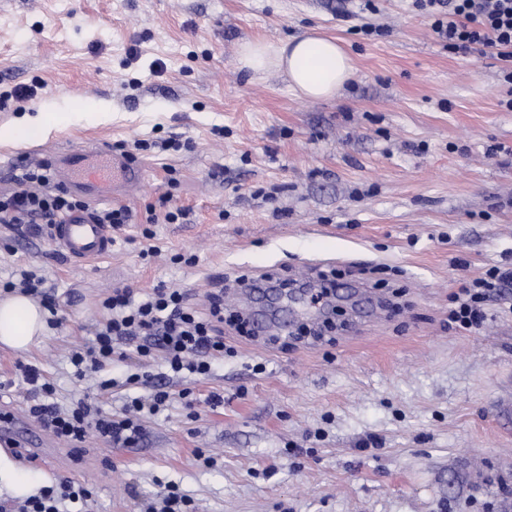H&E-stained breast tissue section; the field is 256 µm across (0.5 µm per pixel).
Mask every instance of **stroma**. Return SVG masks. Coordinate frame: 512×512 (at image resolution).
Returning a JSON list of instances; mask_svg holds the SVG:
<instances>
[{
    "mask_svg": "<svg viewBox=\"0 0 512 512\" xmlns=\"http://www.w3.org/2000/svg\"><path fill=\"white\" fill-rule=\"evenodd\" d=\"M375 5L345 19L337 0H0V87L33 92L0 110V127L77 116L0 141V195L89 141L145 173L127 202L136 221L106 256L74 262L46 234L0 223V284L27 269L72 295L32 350L0 347V382L21 360L54 381L59 403L84 394L66 356L92 341L117 287L181 288L200 310L220 288L229 313L250 306L238 273L296 282L333 268L337 287L376 297L372 310L340 302L343 329L319 339L225 328L223 359L204 377H168L173 399L143 416L137 447L93 437L77 454L59 441L55 470L25 469L92 488V512H146L173 483L195 512H512V314L471 331L448 321L463 280L512 268V111L501 105L512 87L493 53L449 54L411 0ZM312 31L338 38L356 69L334 99L239 65L245 41ZM493 145L501 153L488 155ZM166 192L186 217L144 228ZM134 370L126 360L101 373L118 383L114 417L149 393L125 386ZM69 119V114L54 113V115L51 116L40 114L34 121L18 123L8 128H1L0 139L1 141H19L25 137V133L31 130V128L47 132L59 125L66 124Z\"/></svg>",
    "mask_w": 512,
    "mask_h": 512,
    "instance_id": "35a3bbf8",
    "label": "stroma"
}]
</instances>
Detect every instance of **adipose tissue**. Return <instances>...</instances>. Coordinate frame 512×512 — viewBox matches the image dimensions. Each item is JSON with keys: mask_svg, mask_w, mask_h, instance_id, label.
<instances>
[{"mask_svg": "<svg viewBox=\"0 0 512 512\" xmlns=\"http://www.w3.org/2000/svg\"><path fill=\"white\" fill-rule=\"evenodd\" d=\"M242 68L254 75L280 72L300 97L329 99L352 78V60L332 37L303 35L286 41L256 39L238 50ZM46 329L45 312L31 297L16 292L0 298V345L17 352L34 347Z\"/></svg>", "mask_w": 512, "mask_h": 512, "instance_id": "obj_1", "label": "adipose tissue"}]
</instances>
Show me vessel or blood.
I'll return each instance as SVG.
<instances>
[{
	"label": "vessel or blood",
	"instance_id": "b4317fda",
	"mask_svg": "<svg viewBox=\"0 0 512 512\" xmlns=\"http://www.w3.org/2000/svg\"><path fill=\"white\" fill-rule=\"evenodd\" d=\"M47 164L54 172L58 187L93 201L127 198L145 178L143 168L131 157L93 143L53 153ZM49 238L53 246L76 262L103 256L112 250L110 231L106 225L96 223L88 211L52 225ZM0 441H11L30 450L40 445L42 437L30 430L20 431L18 424L10 422L0 425Z\"/></svg>",
	"mask_w": 512,
	"mask_h": 512
}]
</instances>
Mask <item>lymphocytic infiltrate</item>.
<instances>
[{"instance_id":"obj_1","label":"lymphocytic infiltrate","mask_w":512,"mask_h":512,"mask_svg":"<svg viewBox=\"0 0 512 512\" xmlns=\"http://www.w3.org/2000/svg\"><path fill=\"white\" fill-rule=\"evenodd\" d=\"M416 9L432 19L431 28L449 53H471L490 49L504 64L503 78L512 84V0H413ZM84 203L71 193L51 186L46 168L29 170L22 189L0 196L1 224H38L42 229L62 223ZM512 289V268L493 265L479 277L466 281L453 295L450 323L471 330L487 319V305ZM107 318L99 323L91 344L72 349L69 361L77 379L101 372L116 361L135 357L137 372L127 381L150 387L149 397L131 398L128 416L116 420L104 409L103 396L111 380H101L94 393L84 394L61 406L56 387L42 370L17 362V375L27 387L29 412L55 439L81 450L89 436L110 445L130 448L144 436L143 413H156L171 400L165 382L153 374L156 360H163L173 374H209L213 362L224 356V295L209 296V308L191 307L187 294L178 288L160 287L138 297L128 288H116L101 302ZM73 512H91L93 493L88 486L60 478L43 486L24 501L0 499V512H62L65 504Z\"/></svg>"}]
</instances>
